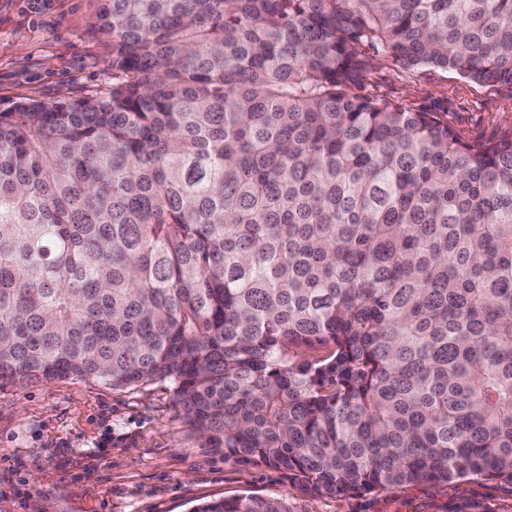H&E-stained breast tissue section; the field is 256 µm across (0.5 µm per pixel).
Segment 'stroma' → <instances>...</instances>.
Listing matches in <instances>:
<instances>
[{
	"instance_id": "35a3bbf8",
	"label": "stroma",
	"mask_w": 512,
	"mask_h": 512,
	"mask_svg": "<svg viewBox=\"0 0 512 512\" xmlns=\"http://www.w3.org/2000/svg\"><path fill=\"white\" fill-rule=\"evenodd\" d=\"M101 0H0V111L25 101L112 91ZM366 91L443 112L465 142L512 136V83L482 84L432 66L376 58ZM288 497L299 512H447L459 499L512 512V492L472 477L314 495L287 472L225 460L174 405L167 383L123 390L71 377L0 383V512H191L224 498Z\"/></svg>"
}]
</instances>
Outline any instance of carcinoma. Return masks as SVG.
Wrapping results in <instances>:
<instances>
[{
    "instance_id": "cac0c4a2",
    "label": "carcinoma",
    "mask_w": 512,
    "mask_h": 512,
    "mask_svg": "<svg viewBox=\"0 0 512 512\" xmlns=\"http://www.w3.org/2000/svg\"><path fill=\"white\" fill-rule=\"evenodd\" d=\"M97 23L112 93L0 112V381H165L224 459L314 494L512 488V136L361 93L371 50L512 82V0H104Z\"/></svg>"
}]
</instances>
